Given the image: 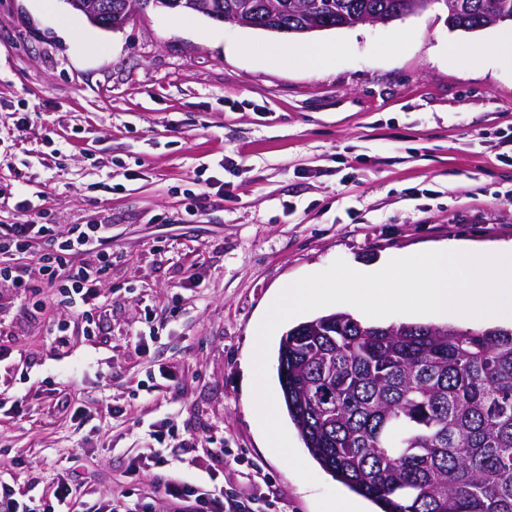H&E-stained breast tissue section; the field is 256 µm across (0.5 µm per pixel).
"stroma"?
<instances>
[{"label":"stroma","mask_w":512,"mask_h":512,"mask_svg":"<svg viewBox=\"0 0 512 512\" xmlns=\"http://www.w3.org/2000/svg\"><path fill=\"white\" fill-rule=\"evenodd\" d=\"M403 30L417 39L382 52ZM493 35L450 30L442 0L288 37L153 7L106 31L65 0H0V224L112 227L92 315L0 280V398L23 399L0 411V481L38 510L64 477L93 504L170 512L181 476L322 512L341 485L292 422L318 484L266 444L252 330L277 288L336 259L512 242V65L467 55ZM320 40L347 45L325 71L265 55Z\"/></svg>","instance_id":"obj_1"}]
</instances>
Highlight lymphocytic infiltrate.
<instances>
[{
    "label": "lymphocytic infiltrate",
    "mask_w": 512,
    "mask_h": 512,
    "mask_svg": "<svg viewBox=\"0 0 512 512\" xmlns=\"http://www.w3.org/2000/svg\"><path fill=\"white\" fill-rule=\"evenodd\" d=\"M38 239L49 250L37 257L39 277L34 280L20 259ZM111 242L112 229L106 224H74L63 236L52 224H0V277L19 289H59L68 304L88 314L102 298L100 284L112 266ZM78 253L96 255L97 266L73 268L71 258ZM163 493L175 512H252L248 499L180 480L166 483Z\"/></svg>",
    "instance_id": "1"
}]
</instances>
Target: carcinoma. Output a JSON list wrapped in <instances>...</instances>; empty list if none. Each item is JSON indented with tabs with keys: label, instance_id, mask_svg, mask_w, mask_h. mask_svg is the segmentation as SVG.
<instances>
[{
	"label": "carcinoma",
	"instance_id": "obj_1",
	"mask_svg": "<svg viewBox=\"0 0 512 512\" xmlns=\"http://www.w3.org/2000/svg\"><path fill=\"white\" fill-rule=\"evenodd\" d=\"M220 21L303 36L409 15L410 0H203ZM512 22V0H458L448 27ZM278 379L311 457L380 512H512V329L364 325L333 312L288 330Z\"/></svg>",
	"mask_w": 512,
	"mask_h": 512
}]
</instances>
